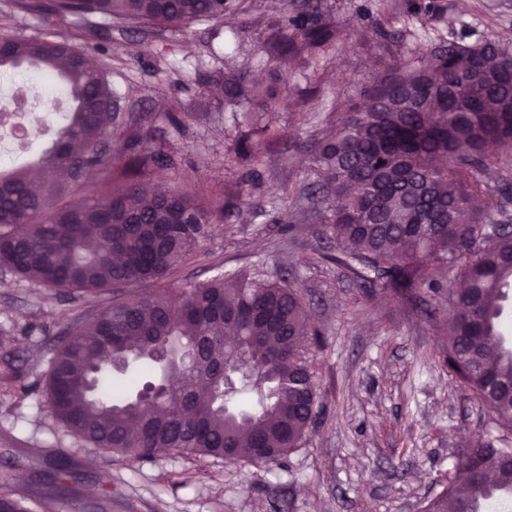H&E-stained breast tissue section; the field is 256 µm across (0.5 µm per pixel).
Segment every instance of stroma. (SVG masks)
Wrapping results in <instances>:
<instances>
[{
    "label": "stroma",
    "mask_w": 512,
    "mask_h": 512,
    "mask_svg": "<svg viewBox=\"0 0 512 512\" xmlns=\"http://www.w3.org/2000/svg\"><path fill=\"white\" fill-rule=\"evenodd\" d=\"M340 23L334 47L310 67H276L264 46L284 0H239L221 23L193 24L147 38L113 31L108 53L83 41L106 67L120 112L150 113L176 163L157 169L151 184L226 193L245 167L225 153L240 129L234 114L259 111L258 102L227 97L206 75L278 84L270 115L286 135L264 155L248 203H234L214 224L200 254L169 280L172 288L204 282L213 265L287 275L302 295L319 342L309 351L320 387V414L300 448L262 465L175 452L149 461L111 457L75 438L53 417L45 372L58 340L96 298L34 285L0 269V489L39 503L71 499L73 512H421L457 475L459 449L475 437L512 448V431L449 370L444 335L448 291L424 290L394 298L382 286L363 288L345 267L314 260L332 248L320 204L302 197L279 209L282 186L301 187L314 176L312 159L332 130L328 112L345 111L377 74L378 63L418 48L410 14L430 6L442 37L484 36L512 48V0H321ZM384 11L397 45L377 44L363 11ZM41 39L78 36V23L49 13L30 14L0 0V32ZM186 115L174 126L170 108ZM72 108L63 99L27 149L0 160L1 170L33 164L51 145ZM66 454L76 477L54 480L53 464Z\"/></svg>",
    "instance_id": "1"
}]
</instances>
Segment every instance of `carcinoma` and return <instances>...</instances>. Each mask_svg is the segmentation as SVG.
<instances>
[{"instance_id":"obj_1","label":"carcinoma","mask_w":512,"mask_h":512,"mask_svg":"<svg viewBox=\"0 0 512 512\" xmlns=\"http://www.w3.org/2000/svg\"><path fill=\"white\" fill-rule=\"evenodd\" d=\"M23 12L82 23L101 41L125 24L147 35L216 21L236 0H12ZM338 26L316 0L282 13L265 47L273 60L305 64L336 41ZM59 77L73 109L39 165L41 189L25 172L0 173V266L22 279L82 297L112 293L75 325L48 361L45 393L75 437L138 461L163 452L264 464L298 448L319 415V385L308 357L305 305L284 280L259 284L241 270L218 271L188 288L161 284L197 256L224 206L187 189L148 197L144 177L174 163L157 146L146 112L112 127L114 93L103 69L72 42L0 33V67ZM370 110L336 115L315 153L311 187L326 193L332 260L402 299L437 288L444 271L464 287L451 294L448 368L512 427V343L504 302L512 287V187L491 192L480 175L512 148V52L501 44L431 39L421 53L387 65L362 90ZM282 136L259 119L228 153L252 181L263 153ZM99 177L93 197L81 195ZM490 213L500 216L487 224ZM194 350L190 368L172 357ZM154 372L149 400L112 394V370ZM512 448L473 439L451 481L423 512H477L497 488L512 492ZM0 512H33L0 496Z\"/></svg>"}]
</instances>
